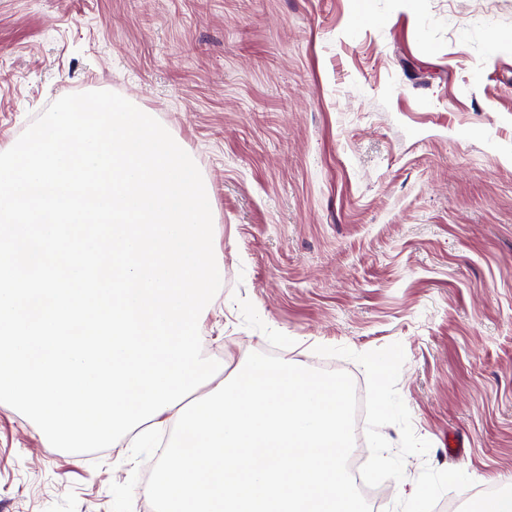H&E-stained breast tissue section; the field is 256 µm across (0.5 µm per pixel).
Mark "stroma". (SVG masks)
I'll return each instance as SVG.
<instances>
[{"label": "stroma", "instance_id": "obj_1", "mask_svg": "<svg viewBox=\"0 0 512 512\" xmlns=\"http://www.w3.org/2000/svg\"><path fill=\"white\" fill-rule=\"evenodd\" d=\"M97 90L212 191L224 279L199 332L222 375L278 353L371 391L389 361L363 429L382 512L399 480L464 512L512 481V0H0V146ZM130 450H57L0 403V512H111Z\"/></svg>", "mask_w": 512, "mask_h": 512}]
</instances>
